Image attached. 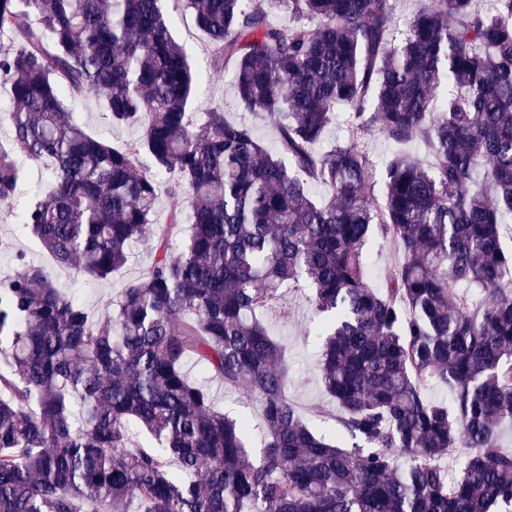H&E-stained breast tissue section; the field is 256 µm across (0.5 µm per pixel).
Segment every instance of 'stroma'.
Masks as SVG:
<instances>
[{"mask_svg":"<svg viewBox=\"0 0 512 512\" xmlns=\"http://www.w3.org/2000/svg\"><path fill=\"white\" fill-rule=\"evenodd\" d=\"M165 9L173 20L172 33L187 51L194 68L202 79L196 90L198 111L222 107L229 119L243 117L234 89L233 72L222 77H208L209 52L207 38L200 31L193 16L184 10L181 0H165ZM74 117L90 133L101 136L112 146L119 147L136 139L137 129L115 127L110 123L99 102L92 97L78 99L73 104ZM48 178V172L35 167H25L19 201L13 205L0 204V229L11 230L18 249L41 262H48L49 255L29 230L21 226L19 214L34 189ZM151 261L149 245L135 249L128 262L113 273L111 279L87 281L74 274H64V281L76 297L93 315L104 314L108 301L116 300L122 288L138 278ZM311 291L307 288H283L272 309L263 315L272 335L285 347L288 356V393L307 418L310 426L327 438H334L338 431L333 416L336 405L325 393L318 364L321 354L320 317L314 312Z\"/></svg>","mask_w":512,"mask_h":512,"instance_id":"1","label":"stroma"}]
</instances>
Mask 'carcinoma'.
Here are the masks:
<instances>
[{
    "instance_id": "1",
    "label": "carcinoma",
    "mask_w": 512,
    "mask_h": 512,
    "mask_svg": "<svg viewBox=\"0 0 512 512\" xmlns=\"http://www.w3.org/2000/svg\"><path fill=\"white\" fill-rule=\"evenodd\" d=\"M211 75L232 69L255 128L204 113L197 75L161 0H0L8 145L0 202L22 164L51 169L21 224L53 259L31 261L0 230V512H512V0H429L398 31L394 0H184ZM286 9L291 25L271 20ZM92 94L122 147L69 115ZM350 108L345 139L317 149ZM404 145L366 191L363 137ZM182 211L155 221L161 173ZM319 183L326 194L317 196ZM377 235L398 261L368 284ZM152 242L143 275L91 318L60 280L103 281ZM307 281L322 316L319 371L343 440L314 431L288 394L285 352L259 320ZM197 365L205 383L184 368ZM259 402L245 417L208 383ZM441 384L450 399L428 397ZM154 443L133 440L130 424ZM466 449L461 476L440 464Z\"/></svg>"
}]
</instances>
